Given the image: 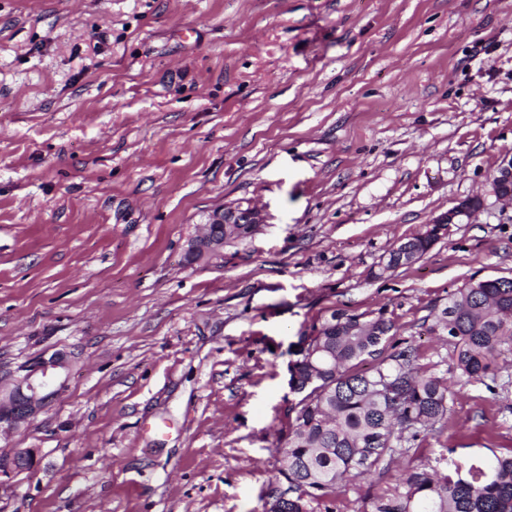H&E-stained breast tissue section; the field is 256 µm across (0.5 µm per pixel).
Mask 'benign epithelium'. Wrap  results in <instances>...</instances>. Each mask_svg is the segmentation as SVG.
Wrapping results in <instances>:
<instances>
[{
  "label": "benign epithelium",
  "instance_id": "7a95c632",
  "mask_svg": "<svg viewBox=\"0 0 512 512\" xmlns=\"http://www.w3.org/2000/svg\"><path fill=\"white\" fill-rule=\"evenodd\" d=\"M492 193L496 200L512 205V157L503 158L498 165L492 178ZM483 205L481 197L465 198L434 217L427 231H436L439 241L449 236L452 225L471 218ZM263 223L262 210L249 199L219 206L207 215L205 231L188 238L185 260L196 264L220 257L224 244L252 236ZM68 370L69 362L62 354L40 357L21 367L9 388L0 387V435L13 433L40 413L62 387L61 378ZM37 453L35 448H25L0 457V477L31 469Z\"/></svg>",
  "mask_w": 512,
  "mask_h": 512
}]
</instances>
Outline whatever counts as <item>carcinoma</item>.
Wrapping results in <instances>:
<instances>
[{
  "label": "carcinoma",
  "instance_id": "carcinoma-1",
  "mask_svg": "<svg viewBox=\"0 0 512 512\" xmlns=\"http://www.w3.org/2000/svg\"><path fill=\"white\" fill-rule=\"evenodd\" d=\"M434 240L431 234L406 239L414 260L392 249L375 276L413 265ZM334 316L322 335L304 338L308 347L294 364L300 398L288 409V433L276 441L288 497L276 496L271 508L315 512L346 477L387 471L395 458L407 457L392 492L362 498L359 512H512V448L487 459L456 458L450 448L434 466L412 453L421 434L448 423L453 392L447 379L418 363L413 344L393 342L387 309ZM435 328L453 347L459 377L495 379L504 347H512V277L469 279L448 294ZM389 347L394 352L387 355ZM368 357L379 362L359 370Z\"/></svg>",
  "mask_w": 512,
  "mask_h": 512
}]
</instances>
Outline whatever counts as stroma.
<instances>
[{
  "label": "stroma",
  "instance_id": "35a3bbf8",
  "mask_svg": "<svg viewBox=\"0 0 512 512\" xmlns=\"http://www.w3.org/2000/svg\"><path fill=\"white\" fill-rule=\"evenodd\" d=\"M512 0H0V373L55 353L63 388L0 455V512H263L304 336L386 307L456 379L435 315L512 275ZM417 263L382 257L459 200ZM265 224L190 265L214 208ZM447 448H512V351L456 388ZM347 481L333 512L391 490ZM496 200L512 205V157H504L492 178ZM483 205L484 200L482 197H468L460 200L456 206L448 211L434 217L429 223L424 235H416L405 241H401L388 251L385 259L379 264V269L376 273L377 277L382 278L386 273L393 272L388 270L394 267H408L416 263L432 248V245L434 246L439 240L449 236L453 224H462L464 218L469 220ZM433 228L437 229L435 237L429 234ZM435 238L436 241L434 242ZM402 243H408L407 249L402 250L400 248L395 250V248L400 247ZM408 251L414 257L412 262L409 260L407 254H405V258L402 260V253ZM37 449H19L11 456L0 457V477H8L12 473L29 470L34 466Z\"/></svg>",
  "mask_w": 512,
  "mask_h": 512
}]
</instances>
